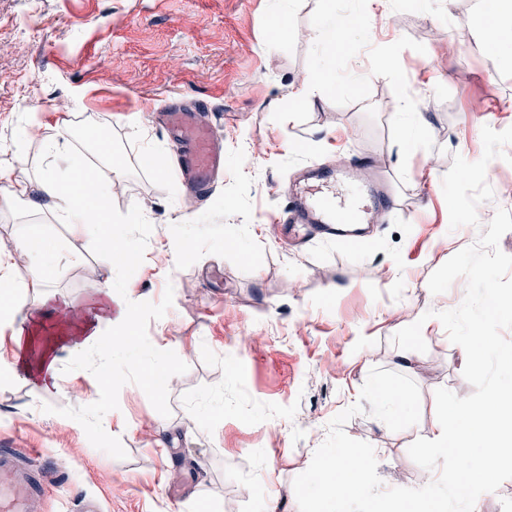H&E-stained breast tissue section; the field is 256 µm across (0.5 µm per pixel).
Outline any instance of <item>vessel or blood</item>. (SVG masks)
<instances>
[{
  "label": "vessel or blood",
  "instance_id": "vessel-or-blood-1",
  "mask_svg": "<svg viewBox=\"0 0 512 512\" xmlns=\"http://www.w3.org/2000/svg\"><path fill=\"white\" fill-rule=\"evenodd\" d=\"M166 127L175 136L183 176L197 188H207L224 165L212 126L199 120L196 113L179 110L167 113ZM349 177V172L315 163L301 168L288 188L290 206L278 214V223L302 227L314 237L353 245L363 235L362 225L387 219L395 200L383 183L361 186L358 199L350 203L332 204V185ZM45 489L43 474L32 468L17 449L0 448V512H36Z\"/></svg>",
  "mask_w": 512,
  "mask_h": 512
}]
</instances>
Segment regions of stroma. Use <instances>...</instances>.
<instances>
[{"label":"stroma","mask_w":512,"mask_h":512,"mask_svg":"<svg viewBox=\"0 0 512 512\" xmlns=\"http://www.w3.org/2000/svg\"><path fill=\"white\" fill-rule=\"evenodd\" d=\"M493 0H0V164L23 149L32 176L57 120L75 137L54 161L89 152L96 116L126 167L111 198L139 205L153 230L127 285L135 302L174 301L148 338L189 366L168 384L170 416L135 384L103 418L117 459L91 445L76 421L41 407H80L99 386L65 372L76 350L57 342L51 371L26 368L0 336V448L40 451L51 469L42 512H74L82 495L104 512H299L293 481L310 465L330 420L355 404L372 368L410 377L419 422L394 432L370 413L344 426L370 443L383 487L419 488L437 471L408 448L431 438L438 388L472 393L463 349L439 320L424 324L426 352L400 357L394 335L429 310L458 307L466 291L428 289L431 274L477 243L497 209L512 212V63L484 39ZM332 15L348 27L336 52L308 38ZM398 61L385 73L383 57ZM326 85L304 108L292 93L310 69ZM426 124L407 147L393 121L406 94ZM167 105L203 112L224 147V176L195 196L157 118ZM153 149V165L141 163ZM366 170L390 182L396 207L360 245L316 238L291 247L276 221L284 190L306 162ZM194 207H186L187 198ZM38 225L27 253L14 240ZM187 244L173 254L170 242ZM88 236L48 216L0 215V274L31 299L29 271L48 269L47 302L33 320H74L119 335L99 294L109 261Z\"/></svg>","instance_id":"stroma-1"}]
</instances>
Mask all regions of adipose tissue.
I'll list each match as a JSON object with an SVG mask.
<instances>
[{
  "instance_id": "ef3b65f1",
  "label": "adipose tissue",
  "mask_w": 512,
  "mask_h": 512,
  "mask_svg": "<svg viewBox=\"0 0 512 512\" xmlns=\"http://www.w3.org/2000/svg\"><path fill=\"white\" fill-rule=\"evenodd\" d=\"M70 135L69 122L59 121L55 134L43 143L46 164L37 177L22 176L27 158L21 152L17 153L14 163L0 165V210L14 212L22 206L31 213L50 215L76 231L86 230L92 224L100 225L103 229L101 238L113 254L121 257L123 263H134L136 252L113 232L112 226L118 218L106 204L112 186L125 175L124 166L113 158L111 150L105 149L99 153L98 164L107 170V177L91 183L85 181L89 160L82 154L72 155L65 174H57L52 162L62 141Z\"/></svg>"
}]
</instances>
